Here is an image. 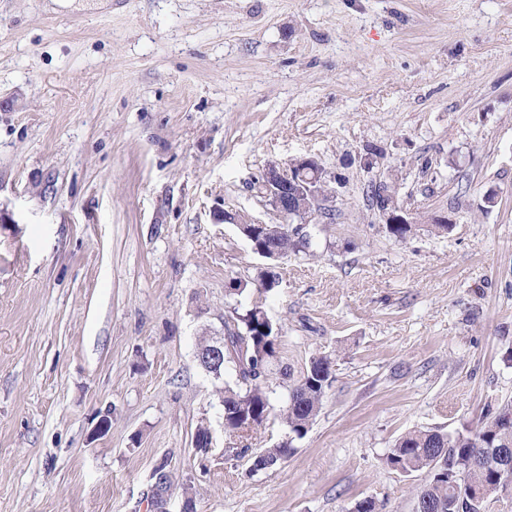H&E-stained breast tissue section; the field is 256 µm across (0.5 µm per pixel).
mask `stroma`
<instances>
[{"label":"stroma","instance_id":"35a3bbf8","mask_svg":"<svg viewBox=\"0 0 512 512\" xmlns=\"http://www.w3.org/2000/svg\"><path fill=\"white\" fill-rule=\"evenodd\" d=\"M300 158L336 219L272 262L214 214L277 223L257 181ZM0 212V512H146L162 463L169 512H414L396 439L512 401V0H0ZM267 267L282 361L334 366L255 473L287 429L225 434L195 350ZM385 192H390L392 195L384 196ZM372 197L375 199L376 205L379 206V208L382 204L389 201L391 197L393 198L392 202L396 204L383 208L381 212L384 216L385 224H393L387 228L391 237L396 241H403L408 233H410L412 226L406 217L404 209L399 206L395 192L392 191L388 185L379 184L372 190Z\"/></svg>","mask_w":512,"mask_h":512}]
</instances>
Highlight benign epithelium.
Segmentation results:
<instances>
[{
  "label": "benign epithelium",
  "instance_id": "benign-epithelium-1",
  "mask_svg": "<svg viewBox=\"0 0 512 512\" xmlns=\"http://www.w3.org/2000/svg\"><path fill=\"white\" fill-rule=\"evenodd\" d=\"M309 165L315 168V172H320V165L313 159H296L286 165L270 163L263 169L259 181L261 193L268 199L277 215L282 219H294V224L283 225L277 231L285 232L300 242L306 238V226L318 224L323 219L325 201L328 200V196L318 189L316 180L298 176ZM223 358L222 335L211 338L207 353H195L198 362L205 359L220 361ZM173 485L174 479L170 473L164 472L155 476L151 494L153 503L162 504V512H169L168 503Z\"/></svg>",
  "mask_w": 512,
  "mask_h": 512
}]
</instances>
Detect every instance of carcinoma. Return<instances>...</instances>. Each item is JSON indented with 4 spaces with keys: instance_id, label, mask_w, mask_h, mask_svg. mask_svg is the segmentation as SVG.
<instances>
[{
    "instance_id": "1",
    "label": "carcinoma",
    "mask_w": 512,
    "mask_h": 512,
    "mask_svg": "<svg viewBox=\"0 0 512 512\" xmlns=\"http://www.w3.org/2000/svg\"><path fill=\"white\" fill-rule=\"evenodd\" d=\"M255 239L274 244L281 253L300 252L295 241L272 229L270 224H249ZM245 286L231 281L227 296L234 303L224 314V362L213 369V376L223 380L218 391L224 412V433L233 435L253 430L267 419L273 405L268 391V360H278L280 329L277 324L266 328L267 312L259 299L248 303L240 300ZM235 378L224 379L226 368ZM333 361L328 355L313 357L299 378L287 384L288 395L282 407L288 438L265 450L267 467L274 468L288 457L293 442L304 438L333 378ZM512 404L503 407L489 421H483L466 432L448 434L440 429L411 430L393 445L387 464L395 471L411 474L425 470L429 479L416 491V502L426 512H487L483 502L469 495L487 490L500 478L493 463L501 453H512Z\"/></svg>"
}]
</instances>
